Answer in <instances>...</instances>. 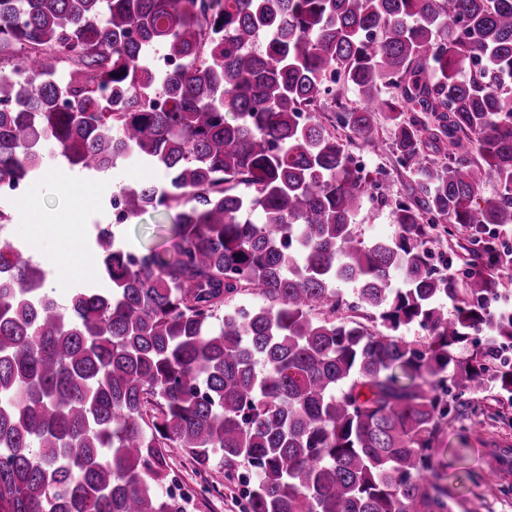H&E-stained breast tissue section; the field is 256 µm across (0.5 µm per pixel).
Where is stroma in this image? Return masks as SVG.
<instances>
[{"instance_id": "obj_1", "label": "stroma", "mask_w": 512, "mask_h": 512, "mask_svg": "<svg viewBox=\"0 0 512 512\" xmlns=\"http://www.w3.org/2000/svg\"><path fill=\"white\" fill-rule=\"evenodd\" d=\"M378 130L377 146L356 142L350 152L365 161L367 170L387 171L394 192H405L411 177L396 169L389 150L393 130L383 119ZM160 180L158 173L133 157L105 174L76 172L63 158L47 157L35 178L34 190L13 208L10 224L0 229V244L8 241L27 248L33 261L45 270V286L59 303H66L74 288L107 287L91 251L97 226L112 222L108 204L112 192L123 185ZM166 230V225L148 213L120 225L119 234L124 246L136 251L163 243ZM432 248L444 260L437 268L442 275L449 268L459 269L464 263L477 261L471 252L470 231L456 224L449 225ZM470 401L478 407V414L449 420L437 444V461L446 467L448 494L464 508L481 500L478 512H512V501L497 495L499 475L487 474L485 466L492 449L512 448V402L493 392L471 396ZM166 454L185 481L208 487L206 494L189 500L187 512H243V492L254 480L249 466H240L229 480L219 463L199 465L180 448L167 449Z\"/></svg>"}]
</instances>
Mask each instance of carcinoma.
<instances>
[{
	"label": "carcinoma",
	"instance_id": "cac0c4a2",
	"mask_svg": "<svg viewBox=\"0 0 512 512\" xmlns=\"http://www.w3.org/2000/svg\"><path fill=\"white\" fill-rule=\"evenodd\" d=\"M156 49L184 65L158 73ZM338 84L360 105L325 124ZM379 114L413 181L394 198L348 152ZM48 146L160 172L123 202L174 214L172 250L97 228L110 287L63 307L0 246V512H185L157 493L173 446L248 464L246 512H454L434 444L462 396L512 401V313L484 303L512 257L472 238L484 268L459 288L430 245L442 221L512 227V0H0V186ZM374 198L398 231L367 242Z\"/></svg>",
	"mask_w": 512,
	"mask_h": 512
}]
</instances>
